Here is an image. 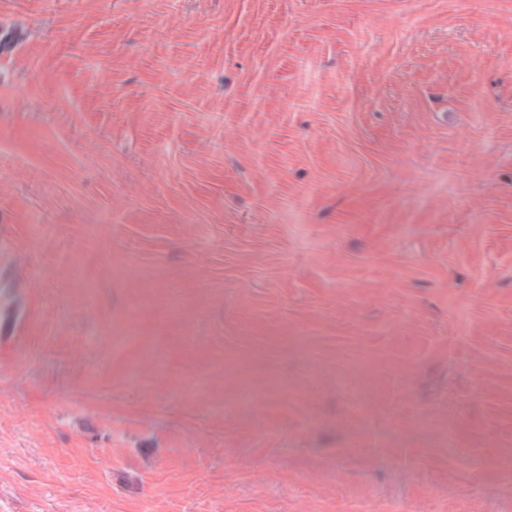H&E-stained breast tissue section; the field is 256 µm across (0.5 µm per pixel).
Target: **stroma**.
<instances>
[{
  "instance_id": "stroma-1",
  "label": "stroma",
  "mask_w": 512,
  "mask_h": 512,
  "mask_svg": "<svg viewBox=\"0 0 512 512\" xmlns=\"http://www.w3.org/2000/svg\"><path fill=\"white\" fill-rule=\"evenodd\" d=\"M0 512H512V0H0Z\"/></svg>"
}]
</instances>
